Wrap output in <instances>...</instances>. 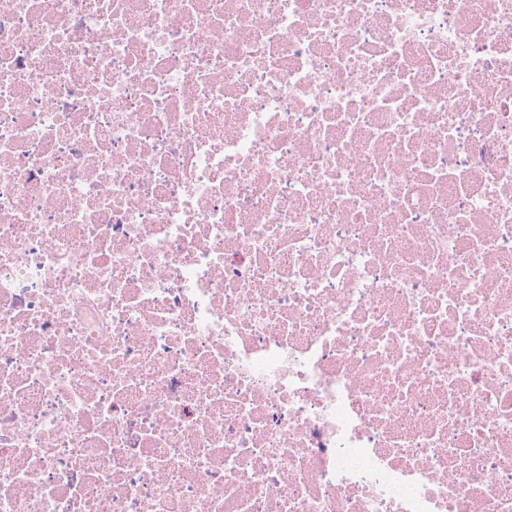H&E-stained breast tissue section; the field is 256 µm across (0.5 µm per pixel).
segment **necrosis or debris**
Masks as SVG:
<instances>
[{
	"mask_svg": "<svg viewBox=\"0 0 512 512\" xmlns=\"http://www.w3.org/2000/svg\"><path fill=\"white\" fill-rule=\"evenodd\" d=\"M0 512H512V0H0Z\"/></svg>",
	"mask_w": 512,
	"mask_h": 512,
	"instance_id": "4bbe7bcc",
	"label": "necrosis or debris"
}]
</instances>
